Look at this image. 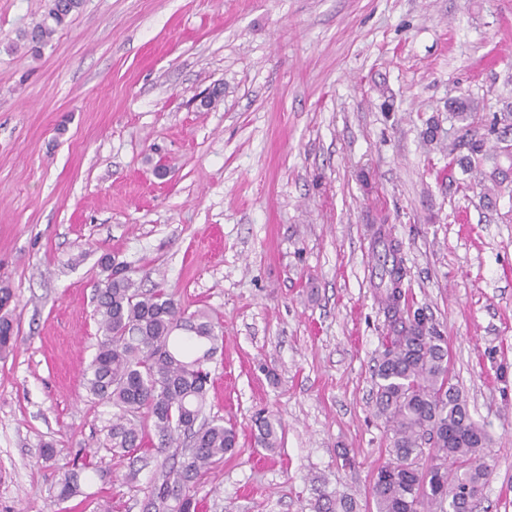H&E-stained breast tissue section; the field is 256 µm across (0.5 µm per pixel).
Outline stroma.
<instances>
[{"label":"stroma","mask_w":512,"mask_h":512,"mask_svg":"<svg viewBox=\"0 0 512 512\" xmlns=\"http://www.w3.org/2000/svg\"><path fill=\"white\" fill-rule=\"evenodd\" d=\"M43 11L0 0V286L21 337L0 358V512H142L155 454L108 455L112 409L83 387L106 250L223 326L207 410L238 443L195 483L203 512H310L320 488L373 512L380 224L493 437L485 512H512V195L458 187L447 151L451 102H512V0H85L36 55L21 35ZM79 453L107 475L55 502ZM278 429H281V424L275 416H260L257 420V433L255 434L257 446L265 448L269 452H276V450L281 447V438H279Z\"/></svg>","instance_id":"1"}]
</instances>
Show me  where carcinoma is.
<instances>
[{"label":"carcinoma","instance_id":"obj_1","mask_svg":"<svg viewBox=\"0 0 512 512\" xmlns=\"http://www.w3.org/2000/svg\"><path fill=\"white\" fill-rule=\"evenodd\" d=\"M82 0H46L41 20L25 35L37 54ZM475 100L450 106L462 123L448 144V168L473 175L483 197L502 191L512 172V104L481 123ZM376 296L387 322L374 359L375 416L382 420L387 459L369 486L375 512H478L490 467L487 430L474 423L454 382L448 342L421 308H413L403 283L407 276L401 244L382 229ZM94 316L100 339L83 373L87 393L115 409L106 447L130 453L144 444L145 430L156 438L162 458L143 512H199L192 488L202 472L222 462L236 446V431L204 414L211 374L206 363L223 343V331L205 310L192 313L162 288L144 290L123 262L104 251L97 261ZM12 294L0 288V356L18 345V330L5 312ZM280 421L257 420L255 442L276 452ZM104 474L92 461L73 464L59 485L57 500L80 493L86 471ZM339 491L316 490L311 512H356Z\"/></svg>","mask_w":512,"mask_h":512}]
</instances>
